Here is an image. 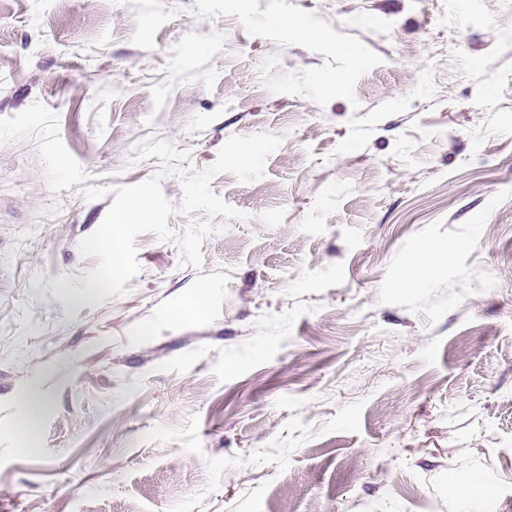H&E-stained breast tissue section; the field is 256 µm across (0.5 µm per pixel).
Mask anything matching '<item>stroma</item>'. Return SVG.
I'll return each instance as SVG.
<instances>
[{"label":"stroma","mask_w":512,"mask_h":512,"mask_svg":"<svg viewBox=\"0 0 512 512\" xmlns=\"http://www.w3.org/2000/svg\"><path fill=\"white\" fill-rule=\"evenodd\" d=\"M256 133L89 291L138 143ZM0 512H512V0H0Z\"/></svg>","instance_id":"1"}]
</instances>
